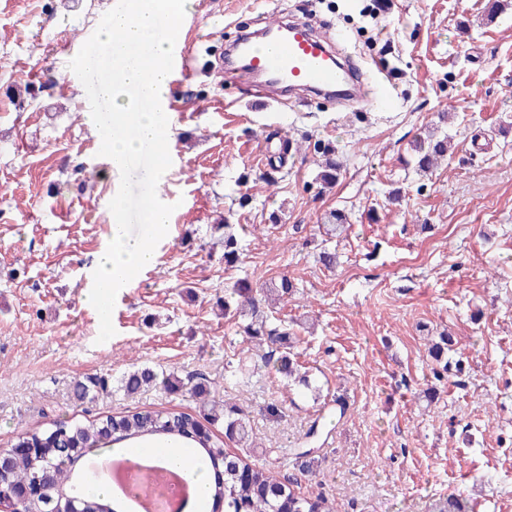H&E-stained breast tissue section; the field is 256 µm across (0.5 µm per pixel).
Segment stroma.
Returning a JSON list of instances; mask_svg holds the SVG:
<instances>
[{"instance_id": "35a3bbf8", "label": "stroma", "mask_w": 512, "mask_h": 512, "mask_svg": "<svg viewBox=\"0 0 512 512\" xmlns=\"http://www.w3.org/2000/svg\"><path fill=\"white\" fill-rule=\"evenodd\" d=\"M112 4L0 0V447L59 419L197 412L187 392L120 390L123 372L147 365L205 378L248 420L256 445L243 456L339 512L456 498L512 512V6L490 23L485 0H189L181 29L208 71L170 81L182 118L157 191L175 222L119 291L101 343L86 294L114 183L69 63ZM290 17L335 35L360 68L379 62L395 108L252 105L224 50ZM31 83L43 86L34 99ZM436 126L451 153L417 173L411 144ZM320 139L341 164L325 189ZM336 209L349 222L330 236L322 219ZM221 216L242 248L233 268ZM325 248L335 268L320 263ZM284 275L297 289L268 316L289 321L306 387L272 368L276 345L240 335L216 306L238 280ZM442 333L461 372L437 382L428 347ZM100 376L108 390L76 405L74 382Z\"/></svg>"}]
</instances>
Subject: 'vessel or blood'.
<instances>
[{
    "instance_id": "obj_1",
    "label": "vessel or blood",
    "mask_w": 512,
    "mask_h": 512,
    "mask_svg": "<svg viewBox=\"0 0 512 512\" xmlns=\"http://www.w3.org/2000/svg\"><path fill=\"white\" fill-rule=\"evenodd\" d=\"M266 30L268 35L262 42L248 39L235 49L238 72L248 86H262L264 97H274L282 89L333 92L343 88L353 102L384 110L395 107L393 93L382 79H375L373 88H366L341 62L334 40L317 35L306 22L279 21L267 25ZM144 464V459L135 453L121 457L108 454L102 458L100 469L116 487L127 467Z\"/></svg>"
}]
</instances>
